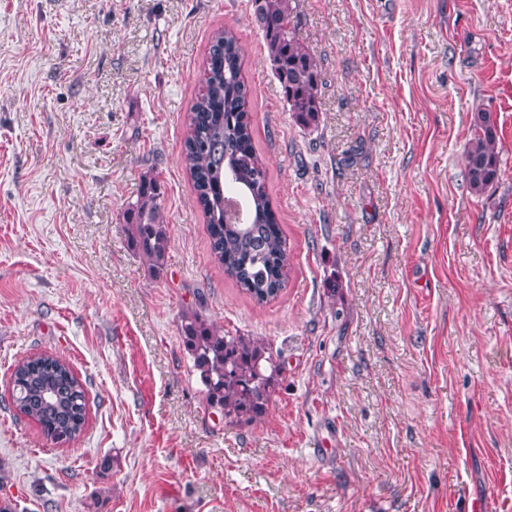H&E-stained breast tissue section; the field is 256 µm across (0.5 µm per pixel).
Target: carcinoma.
I'll use <instances>...</instances> for the list:
<instances>
[{
    "label": "carcinoma",
    "mask_w": 512,
    "mask_h": 512,
    "mask_svg": "<svg viewBox=\"0 0 512 512\" xmlns=\"http://www.w3.org/2000/svg\"><path fill=\"white\" fill-rule=\"evenodd\" d=\"M273 72L289 111L304 127L317 125L319 71L294 32L292 0H253ZM249 88L242 77V47L231 30L216 29L191 106L183 163L207 222L210 249L224 273L256 303L277 296L288 269V250L268 191V173L252 142ZM497 129L488 112L474 113L465 152V178L474 194L498 181ZM157 180L144 178L136 203L126 210L133 249L154 271L169 246L158 202ZM182 333L199 372L209 406L237 424L263 416L280 380V363L248 336H228L197 313L183 315ZM15 408L34 419L48 437L83 431L86 389L65 361L30 357L11 375Z\"/></svg>",
    "instance_id": "carcinoma-1"
}]
</instances>
